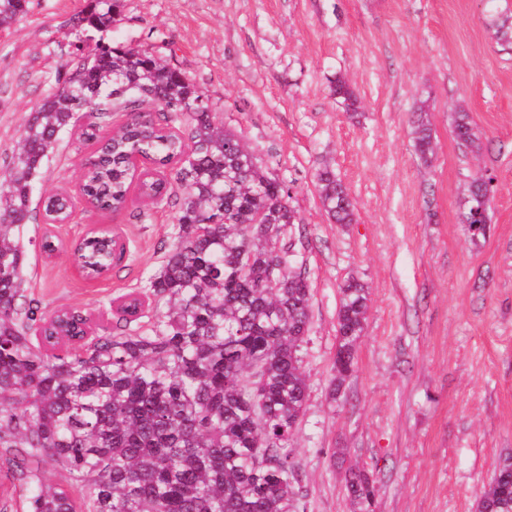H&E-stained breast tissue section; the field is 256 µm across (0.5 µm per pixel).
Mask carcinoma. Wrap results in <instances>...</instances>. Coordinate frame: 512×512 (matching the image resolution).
Here are the masks:
<instances>
[{"instance_id":"1","label":"carcinoma","mask_w":512,"mask_h":512,"mask_svg":"<svg viewBox=\"0 0 512 512\" xmlns=\"http://www.w3.org/2000/svg\"><path fill=\"white\" fill-rule=\"evenodd\" d=\"M81 23L112 22L114 5ZM28 0H0V22L26 13ZM349 112L350 85L333 87ZM182 72L147 48L100 46L80 58L67 87L30 113L0 183V448L22 512H293L299 475L291 441L304 415L308 378L301 347L310 325L311 288L288 228L297 223L288 188L266 171L240 135L217 123ZM130 120L94 145L80 194L101 211L123 209L132 185L176 208V236L145 295L164 303L128 332L98 336L73 354L38 341L58 332L57 313L27 302L24 232L36 176L79 113ZM416 150L432 162L427 113L411 116ZM452 132L473 155L481 136L468 112ZM176 168L174 181L135 179L132 154ZM322 206L338 224L354 205L328 166L316 175ZM494 177L464 190L460 221L486 236ZM124 254L120 240L89 233L71 249L73 264L107 275ZM369 294L352 280L336 315L332 396L356 369ZM63 474L47 483L44 465ZM350 512H373L374 480L345 476ZM476 512H512V457L483 489Z\"/></svg>"}]
</instances>
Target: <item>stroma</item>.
Here are the masks:
<instances>
[{"mask_svg": "<svg viewBox=\"0 0 512 512\" xmlns=\"http://www.w3.org/2000/svg\"><path fill=\"white\" fill-rule=\"evenodd\" d=\"M88 2L28 0L0 26V180L30 113L89 49L145 47L183 72L286 184L297 212L311 324L295 512H348L351 468L373 474L375 512H475L512 456V45L492 26L512 16V0H118L99 28L75 23ZM340 76L359 111L334 95ZM421 102L436 143L428 165L412 134ZM460 105L482 134L479 157L452 134ZM89 121L61 135L34 184L26 266L41 310L83 309L102 336L116 323L111 301L158 272L175 212L141 198L115 214L78 201ZM326 164L354 203L353 223H335L320 203ZM484 169L496 177L491 224L473 242L459 200ZM56 192L77 199L64 224L43 216L42 197ZM93 227L127 245L109 278L86 280L65 253L38 247L45 234L68 244ZM351 279L371 302L356 370L334 398L336 312Z\"/></svg>", "mask_w": 512, "mask_h": 512, "instance_id": "stroma-1", "label": "stroma"}]
</instances>
